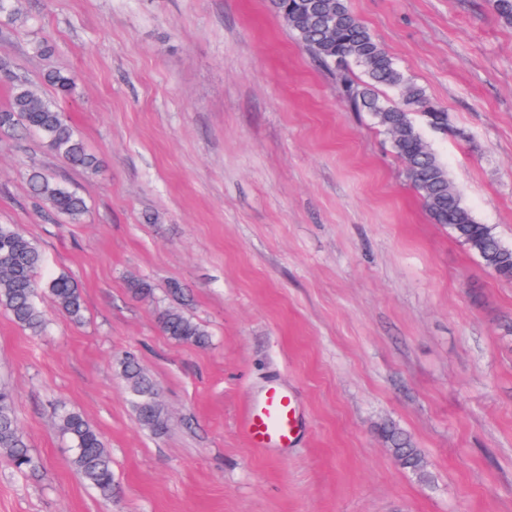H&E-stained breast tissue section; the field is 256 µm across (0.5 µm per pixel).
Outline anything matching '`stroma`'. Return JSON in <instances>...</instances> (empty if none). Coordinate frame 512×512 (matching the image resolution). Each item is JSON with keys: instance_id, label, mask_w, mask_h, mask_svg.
Masks as SVG:
<instances>
[{"instance_id": "35a3bbf8", "label": "stroma", "mask_w": 512, "mask_h": 512, "mask_svg": "<svg viewBox=\"0 0 512 512\" xmlns=\"http://www.w3.org/2000/svg\"><path fill=\"white\" fill-rule=\"evenodd\" d=\"M396 64L448 110L414 122L464 204L512 247V24L487 0H350ZM0 60L49 98L101 166L0 134V224L18 225L85 303L43 299L42 334L0 307V385L34 456L0 461V512H512V281L432 223L387 135L350 111L268 0H20ZM48 41L50 54L38 53ZM83 194L45 218L27 173ZM150 282L154 298L127 290ZM182 284L208 346L156 323ZM137 357L168 418L142 429L120 361ZM301 433L255 448L237 421L267 386ZM81 413L112 455L106 500L53 425ZM406 433L425 474L381 435Z\"/></svg>"}]
</instances>
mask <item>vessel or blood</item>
Masks as SVG:
<instances>
[{
  "label": "vessel or blood",
  "mask_w": 512,
  "mask_h": 512,
  "mask_svg": "<svg viewBox=\"0 0 512 512\" xmlns=\"http://www.w3.org/2000/svg\"><path fill=\"white\" fill-rule=\"evenodd\" d=\"M239 428L253 447H289L301 432L293 394L280 385H270L246 407Z\"/></svg>",
  "instance_id": "vessel-or-blood-1"
}]
</instances>
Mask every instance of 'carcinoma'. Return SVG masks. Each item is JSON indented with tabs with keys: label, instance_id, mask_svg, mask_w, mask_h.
Returning <instances> with one entry per match:
<instances>
[{
	"label": "carcinoma",
	"instance_id": "1",
	"mask_svg": "<svg viewBox=\"0 0 512 512\" xmlns=\"http://www.w3.org/2000/svg\"><path fill=\"white\" fill-rule=\"evenodd\" d=\"M324 2L269 0L272 10L288 22L289 30L311 59L334 76L348 106L355 112L371 114L386 135L395 137L392 148L431 221L448 226L454 236L480 258L486 270L501 279L512 280V248L502 244L489 225L475 220L445 165L425 146L412 118V113L418 112L431 126L442 129L448 127V113L436 106L424 90L397 67L354 14L349 0H333L330 19L324 16ZM488 4L498 18L512 23V0H488ZM19 20L18 0H0V22L13 25ZM353 64L362 69L363 78L353 74ZM0 79L11 82L8 106L0 110L1 133L33 131L69 165L91 174L98 171V158L87 150L57 102L44 97L27 82L13 79L5 62L0 64ZM45 80L62 93L70 92L74 84L73 76L60 70L47 73ZM383 88L399 91L401 101L393 104L381 98L379 91ZM28 183L34 198L66 216L69 223H83L88 207L80 193L39 169L30 171ZM45 261L41 249L18 228L0 224V306L34 335L40 334L44 326V317L37 305V298L44 291L71 320L80 321L84 313L81 290L68 276L58 275L45 282L35 278V272ZM127 288L137 299L148 300L154 295L152 285L144 279L130 278ZM169 294L172 304L157 314L160 330L177 343L208 345V330L183 309L185 296L181 286L172 284ZM121 369L140 426L153 433L165 429L167 420L153 379L131 355L122 359ZM53 421L73 443L71 463L78 475L103 498L112 499L115 491L112 457L97 429L80 413L65 407L54 412ZM384 438L400 465L424 472L421 451L406 436L387 428ZM0 458L21 472L36 467L19 433L11 393L3 387H0Z\"/></svg>",
	"mask_w": 512,
	"mask_h": 512
}]
</instances>
